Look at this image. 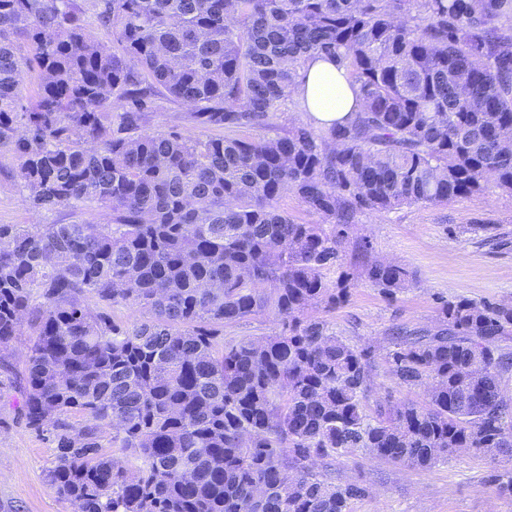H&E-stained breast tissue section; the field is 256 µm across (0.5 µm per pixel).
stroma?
Instances as JSON below:
<instances>
[{
  "instance_id": "1",
  "label": "stroma",
  "mask_w": 512,
  "mask_h": 512,
  "mask_svg": "<svg viewBox=\"0 0 512 512\" xmlns=\"http://www.w3.org/2000/svg\"><path fill=\"white\" fill-rule=\"evenodd\" d=\"M152 100L144 132L201 136L203 129L190 108L160 90ZM14 166L10 152H0V224L107 222L106 210L94 204L79 211L32 208ZM364 241L370 244V259L412 270L414 285L393 298L373 287L356 259ZM341 264L354 273L356 285L348 301L327 319L338 336L357 347L387 345L389 330L396 325L435 326L443 300L511 302L512 195L491 185L481 195L445 205H411L371 215L352 227ZM28 345V334H21L0 355V512H74L47 478L52 444L27 429L18 413ZM372 376L367 406L387 396L396 401L425 399L424 390L400 384L384 363H376ZM329 465L338 481L368 489L365 497L352 501L351 512H512V496L499 495L487 482L494 462L468 450L427 469L359 452L336 456Z\"/></svg>"
}]
</instances>
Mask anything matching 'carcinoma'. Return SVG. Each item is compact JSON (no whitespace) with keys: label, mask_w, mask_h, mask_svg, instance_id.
<instances>
[{"label":"carcinoma","mask_w":512,"mask_h":512,"mask_svg":"<svg viewBox=\"0 0 512 512\" xmlns=\"http://www.w3.org/2000/svg\"><path fill=\"white\" fill-rule=\"evenodd\" d=\"M94 2L114 49L78 0H0V150L34 207L109 215L0 224V349L32 326L19 414L54 445L56 493L74 512H350L366 488L319 462L466 448L511 496V302L443 300L436 326L393 329L385 362L426 402L372 415L375 349L308 311L348 300L350 273L324 271L359 217L512 194V0ZM315 58L358 88L343 125L140 132L158 86L204 129L263 126ZM289 191L331 230L281 210ZM366 276L392 298L415 280L379 260ZM126 304L147 319L107 312ZM266 310L278 333L224 336Z\"/></svg>","instance_id":"obj_1"}]
</instances>
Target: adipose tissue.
<instances>
[{"mask_svg": "<svg viewBox=\"0 0 512 512\" xmlns=\"http://www.w3.org/2000/svg\"><path fill=\"white\" fill-rule=\"evenodd\" d=\"M307 118L319 126L347 123L357 107L356 90L345 73L324 58L308 61L296 90Z\"/></svg>", "mask_w": 512, "mask_h": 512, "instance_id": "obj_1", "label": "adipose tissue"}]
</instances>
